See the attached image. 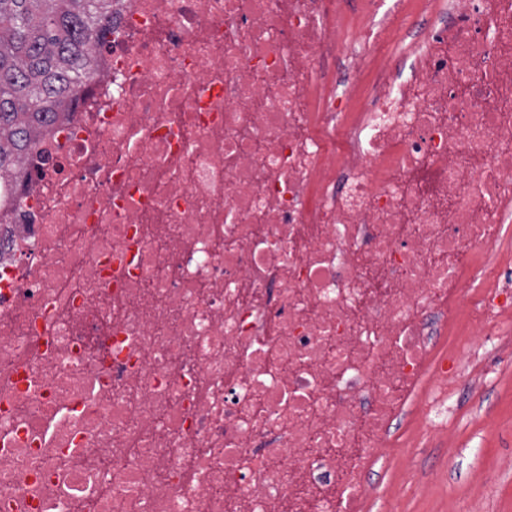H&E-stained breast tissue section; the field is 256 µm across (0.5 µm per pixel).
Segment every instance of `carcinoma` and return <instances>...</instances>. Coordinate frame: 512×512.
<instances>
[{"instance_id":"cac0c4a2","label":"carcinoma","mask_w":512,"mask_h":512,"mask_svg":"<svg viewBox=\"0 0 512 512\" xmlns=\"http://www.w3.org/2000/svg\"><path fill=\"white\" fill-rule=\"evenodd\" d=\"M0 0V174L16 170L50 114L93 80L112 0Z\"/></svg>"}]
</instances>
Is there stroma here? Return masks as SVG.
Masks as SVG:
<instances>
[{
  "mask_svg": "<svg viewBox=\"0 0 512 512\" xmlns=\"http://www.w3.org/2000/svg\"><path fill=\"white\" fill-rule=\"evenodd\" d=\"M472 373L480 386L448 391L449 441L412 449L406 476L391 454L369 512H512V360L490 357Z\"/></svg>",
  "mask_w": 512,
  "mask_h": 512,
  "instance_id": "obj_1",
  "label": "stroma"
}]
</instances>
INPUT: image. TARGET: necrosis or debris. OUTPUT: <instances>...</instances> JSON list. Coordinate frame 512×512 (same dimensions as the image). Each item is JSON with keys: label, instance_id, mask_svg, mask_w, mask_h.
<instances>
[{"label": "necrosis or debris", "instance_id": "obj_1", "mask_svg": "<svg viewBox=\"0 0 512 512\" xmlns=\"http://www.w3.org/2000/svg\"><path fill=\"white\" fill-rule=\"evenodd\" d=\"M345 6L114 0L0 200V512H365L512 335V0Z\"/></svg>", "mask_w": 512, "mask_h": 512}]
</instances>
